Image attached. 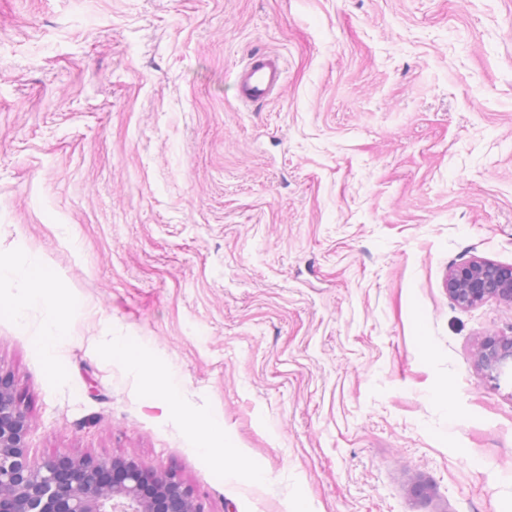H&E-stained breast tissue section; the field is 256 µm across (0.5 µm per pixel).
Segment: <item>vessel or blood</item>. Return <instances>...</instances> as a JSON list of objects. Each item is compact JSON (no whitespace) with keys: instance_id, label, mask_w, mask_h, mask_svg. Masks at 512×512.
Masks as SVG:
<instances>
[{"instance_id":"obj_1","label":"vessel or blood","mask_w":512,"mask_h":512,"mask_svg":"<svg viewBox=\"0 0 512 512\" xmlns=\"http://www.w3.org/2000/svg\"><path fill=\"white\" fill-rule=\"evenodd\" d=\"M286 65L275 52L256 51L234 73L233 84L238 101L256 108L269 103L284 87Z\"/></svg>"}]
</instances>
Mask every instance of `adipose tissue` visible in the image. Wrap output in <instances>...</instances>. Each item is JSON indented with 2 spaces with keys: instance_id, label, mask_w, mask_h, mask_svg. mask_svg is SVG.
Masks as SVG:
<instances>
[{
  "instance_id": "adipose-tissue-1",
  "label": "adipose tissue",
  "mask_w": 512,
  "mask_h": 512,
  "mask_svg": "<svg viewBox=\"0 0 512 512\" xmlns=\"http://www.w3.org/2000/svg\"><path fill=\"white\" fill-rule=\"evenodd\" d=\"M50 282L45 260L40 253H27L16 265L0 264V288L14 289L6 307L18 322H25L30 310H40L43 316L42 334L48 348L66 343L73 335V323L62 316L59 305L47 294Z\"/></svg>"
}]
</instances>
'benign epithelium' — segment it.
Masks as SVG:
<instances>
[{
    "instance_id": "1",
    "label": "benign epithelium",
    "mask_w": 512,
    "mask_h": 512,
    "mask_svg": "<svg viewBox=\"0 0 512 512\" xmlns=\"http://www.w3.org/2000/svg\"><path fill=\"white\" fill-rule=\"evenodd\" d=\"M446 290L464 308L488 300L512 304V265L474 256L449 267ZM473 356L481 369L501 371L512 362V336L485 334ZM28 427L25 399L11 374L0 371V512H204L175 470L133 456L58 452L34 462Z\"/></svg>"
}]
</instances>
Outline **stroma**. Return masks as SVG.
<instances>
[{"mask_svg": "<svg viewBox=\"0 0 512 512\" xmlns=\"http://www.w3.org/2000/svg\"><path fill=\"white\" fill-rule=\"evenodd\" d=\"M257 50L286 93L248 109ZM29 250L76 317L50 353L0 314L32 459L131 454L205 512H512V368L473 358L512 305L443 286L512 265V0H0ZM286 65L275 52L256 51L234 73L237 100L250 108L268 104L284 87ZM446 290L464 308L488 300L512 304V265L474 256L449 267Z\"/></svg>", "mask_w": 512, "mask_h": 512, "instance_id": "35a3bbf8", "label": "stroma"}]
</instances>
